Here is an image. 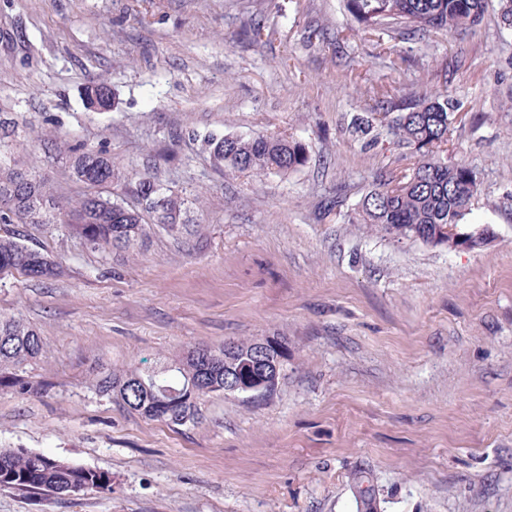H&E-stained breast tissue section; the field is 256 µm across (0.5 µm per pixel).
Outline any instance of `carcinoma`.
Returning a JSON list of instances; mask_svg holds the SVG:
<instances>
[{"label": "carcinoma", "mask_w": 512, "mask_h": 512, "mask_svg": "<svg viewBox=\"0 0 512 512\" xmlns=\"http://www.w3.org/2000/svg\"><path fill=\"white\" fill-rule=\"evenodd\" d=\"M353 20L365 31L387 30L393 39L422 40L432 33L467 34L483 20L486 0H346ZM379 111L389 118L388 127L398 142L413 149L419 160L411 172L397 179L379 176L364 195L352 224H370L398 240L456 247L435 232L450 224L475 236L480 228L464 223L472 200L480 192L478 172L466 164L448 161V123L455 116L449 93L418 99H390ZM216 165L234 172L281 173L305 164V146L282 136L241 137L234 134L204 138ZM72 169L89 185H112L125 178L103 150L75 147ZM187 200L163 189V202L154 213L155 223L173 231L182 223ZM65 224L85 245L96 251L112 246H132L147 235L141 213L106 195L75 200L57 196L31 171L0 160V223ZM30 276L53 274L49 256L28 247L13 236L0 237V269ZM251 342L238 343L237 355L197 347L154 369L134 368L106 373L95 381V390L119 398L129 410L153 421L183 425L194 419L205 388L224 385L236 377L238 361L250 353ZM43 352L40 334L14 318H0V389L20 394L37 391L40 384L27 375V366ZM0 487L28 493L67 495L79 487L111 490V477L44 453L24 449L0 450ZM351 492L357 512H377L380 489L366 471L354 474Z\"/></svg>", "instance_id": "cac0c4a2"}]
</instances>
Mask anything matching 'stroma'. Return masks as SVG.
I'll return each mask as SVG.
<instances>
[{
  "label": "stroma",
  "mask_w": 512,
  "mask_h": 512,
  "mask_svg": "<svg viewBox=\"0 0 512 512\" xmlns=\"http://www.w3.org/2000/svg\"><path fill=\"white\" fill-rule=\"evenodd\" d=\"M253 14L258 42L242 31ZM102 82L107 111L86 96ZM383 88L447 90L465 114L448 149L481 178L466 220L490 228L483 247L343 222L376 174L415 161L386 127L354 128ZM228 132L294 139L307 161L216 167L203 139ZM72 144L106 150L126 206L143 173L192 204L179 231L106 251L61 224H0L59 264L0 275V317L39 332L27 371L47 385L0 391V448L112 479L69 496L0 488V512H356L359 468L381 512H512V31L498 0L465 37L392 52L344 0H0V154L75 198L90 188ZM266 336L288 346L277 389L208 394L183 425L92 385L101 367Z\"/></svg>",
  "instance_id": "35a3bbf8"
}]
</instances>
